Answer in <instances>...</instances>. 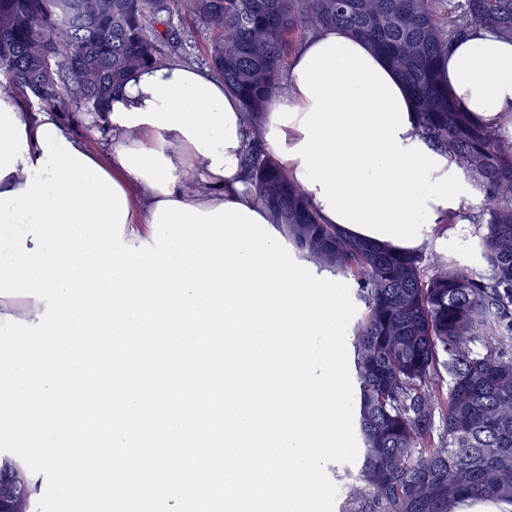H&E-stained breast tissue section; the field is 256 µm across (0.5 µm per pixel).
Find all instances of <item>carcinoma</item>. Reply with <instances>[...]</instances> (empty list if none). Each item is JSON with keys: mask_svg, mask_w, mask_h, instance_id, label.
Instances as JSON below:
<instances>
[{"mask_svg": "<svg viewBox=\"0 0 512 512\" xmlns=\"http://www.w3.org/2000/svg\"><path fill=\"white\" fill-rule=\"evenodd\" d=\"M210 31L207 56L245 111L256 198L298 256L341 275L361 304L349 336L355 469L341 512H449L464 499L512 504V138L457 110L439 62L473 28L512 40V0H183ZM171 0H0V77L27 103L103 119L134 70L180 54ZM366 40L408 88L416 127L484 194L478 262L396 253L323 224L259 143L280 75L307 28ZM442 427L435 428V417ZM0 512H32L37 486L0 457Z\"/></svg>", "mask_w": 512, "mask_h": 512, "instance_id": "1", "label": "carcinoma"}]
</instances>
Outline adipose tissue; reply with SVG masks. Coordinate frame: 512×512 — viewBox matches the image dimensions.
<instances>
[{
  "label": "adipose tissue",
  "instance_id": "obj_1",
  "mask_svg": "<svg viewBox=\"0 0 512 512\" xmlns=\"http://www.w3.org/2000/svg\"><path fill=\"white\" fill-rule=\"evenodd\" d=\"M441 79L459 111L512 138V41L489 28L455 41ZM281 84L261 135L323 223L396 251H426L448 236L468 245L462 201L471 189L419 136L409 91L367 42L318 27ZM50 123L65 134L56 113L26 111L0 88V193L25 188L26 165L44 156L37 131ZM105 126L104 151L72 145L124 191L123 243L151 241L168 200L204 212L239 203L267 217L241 165L244 109L210 72L178 62L138 70L113 93Z\"/></svg>",
  "mask_w": 512,
  "mask_h": 512
}]
</instances>
